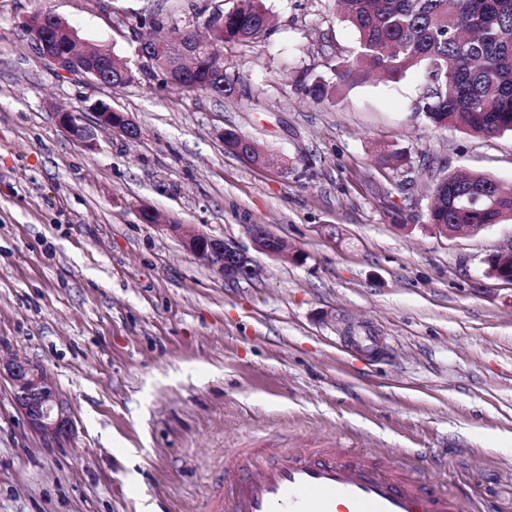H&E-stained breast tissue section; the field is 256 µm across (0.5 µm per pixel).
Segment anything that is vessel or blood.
<instances>
[{
  "label": "vessel or blood",
  "mask_w": 512,
  "mask_h": 512,
  "mask_svg": "<svg viewBox=\"0 0 512 512\" xmlns=\"http://www.w3.org/2000/svg\"><path fill=\"white\" fill-rule=\"evenodd\" d=\"M210 512H459L416 466L353 448H231Z\"/></svg>",
  "instance_id": "vessel-or-blood-1"
}]
</instances>
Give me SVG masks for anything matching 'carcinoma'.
I'll return each mask as SVG.
<instances>
[{"instance_id": "1", "label": "carcinoma", "mask_w": 512, "mask_h": 512, "mask_svg": "<svg viewBox=\"0 0 512 512\" xmlns=\"http://www.w3.org/2000/svg\"><path fill=\"white\" fill-rule=\"evenodd\" d=\"M357 31L352 59L335 68L336 85L318 79L307 94L325 100L341 86L374 75L395 78L424 65L427 84L420 111L434 127L461 125L473 134L512 133V0H338ZM263 0H237L214 34L216 49L196 61L188 92L231 95L236 81L224 75L227 42H250L268 30ZM429 223L442 234L461 224L512 223V188L471 170L435 180Z\"/></svg>"}]
</instances>
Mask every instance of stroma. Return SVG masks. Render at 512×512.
Listing matches in <instances>:
<instances>
[{"instance_id":"35a3bbf8","label":"stroma","mask_w":512,"mask_h":512,"mask_svg":"<svg viewBox=\"0 0 512 512\" xmlns=\"http://www.w3.org/2000/svg\"><path fill=\"white\" fill-rule=\"evenodd\" d=\"M236 3L0 0V360L39 365L74 422L44 439L0 381V512H206L225 449L330 442L417 464L461 512H512V284L486 265L512 223L447 237L427 220L439 173L512 186V134L432 128L422 67L311 99L357 47L336 0H264L268 32L224 46L235 96L139 56L153 21L201 32ZM39 6L132 82L58 72L22 27ZM99 100L140 138L88 151L57 127ZM223 129L277 164L227 152ZM171 221L242 248L261 224L301 258L260 254L259 279L228 282ZM357 331L382 355L347 348Z\"/></svg>"}]
</instances>
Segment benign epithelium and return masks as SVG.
I'll use <instances>...</instances> for the list:
<instances>
[{
    "label": "benign epithelium",
    "mask_w": 512,
    "mask_h": 512,
    "mask_svg": "<svg viewBox=\"0 0 512 512\" xmlns=\"http://www.w3.org/2000/svg\"><path fill=\"white\" fill-rule=\"evenodd\" d=\"M59 19L52 9L39 7L23 20V27L29 32L39 31L33 42L40 53L58 70L78 72L102 85L114 87L129 82L130 70L114 76L107 73L102 64L88 59H80L68 52L66 44L57 30L47 21ZM93 124L83 120L77 112L59 111L55 113L58 127L81 147L94 151L98 148L97 130L109 129L129 140H137L140 130L136 122L125 112L112 108V105L99 101L92 105ZM165 230L182 240L189 253L206 260L216 272L226 280L252 279L259 274V268L247 252L232 247L224 241L199 232H188L181 224H162ZM247 233L253 249L278 258L291 257L285 252L283 242L260 224L247 225ZM493 257L503 265L504 275L500 279L512 282V243L501 247ZM6 376L12 388V397L22 411L30 427L43 437L66 440L72 435L73 420L67 402L57 388L36 365L25 361H13L0 365V377Z\"/></svg>",
    "instance_id": "7a95c632"
}]
</instances>
